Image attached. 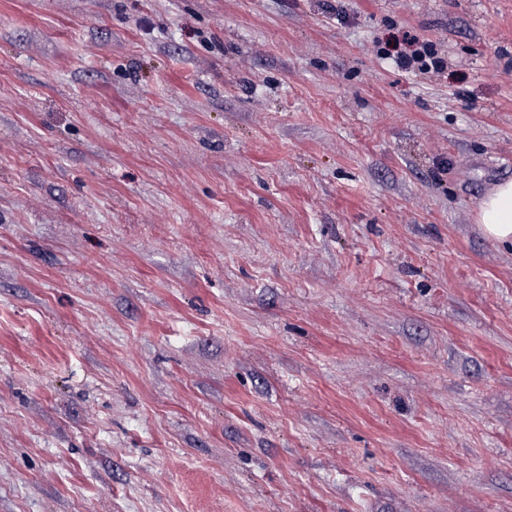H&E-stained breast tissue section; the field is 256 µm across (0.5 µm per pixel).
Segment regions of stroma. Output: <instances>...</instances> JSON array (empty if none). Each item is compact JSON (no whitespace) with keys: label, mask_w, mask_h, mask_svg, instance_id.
Returning <instances> with one entry per match:
<instances>
[{"label":"stroma","mask_w":512,"mask_h":512,"mask_svg":"<svg viewBox=\"0 0 512 512\" xmlns=\"http://www.w3.org/2000/svg\"><path fill=\"white\" fill-rule=\"evenodd\" d=\"M506 180L512 0H0V512H512ZM403 42L408 48L396 51L394 56L398 68L405 71L417 69L423 73H440L444 70V60L430 41H419L406 33ZM476 221L487 239L512 243V180L498 183L482 198Z\"/></svg>","instance_id":"stroma-1"}]
</instances>
